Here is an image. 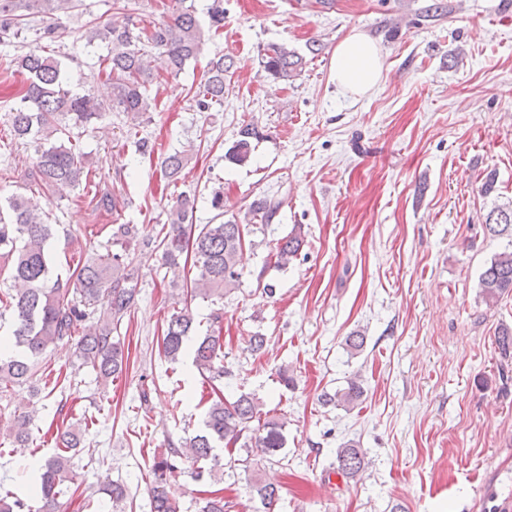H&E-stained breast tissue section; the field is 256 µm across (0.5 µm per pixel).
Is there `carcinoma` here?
Masks as SVG:
<instances>
[{"label":"carcinoma","instance_id":"carcinoma-1","mask_svg":"<svg viewBox=\"0 0 512 512\" xmlns=\"http://www.w3.org/2000/svg\"><path fill=\"white\" fill-rule=\"evenodd\" d=\"M74 8V0H0V45L19 38L22 30L38 17L48 20L39 38L51 42L57 38V15ZM210 28L224 26V0H212L208 8ZM109 47L101 58L98 75L112 85V97L100 100L93 91L78 92L69 83L67 72L56 55L37 47L14 59L16 71L26 76L20 104L9 112L11 132L33 149L32 177L43 193L64 189L92 187L86 155L72 144L74 130L85 129L102 118L103 113L124 112L131 125L153 111L148 86L164 70L180 73L187 62L205 50L206 31L196 16L195 0H177L172 15L147 21L125 13L118 6L112 20L90 28L86 44ZM259 64L268 76L287 81L303 68V57L285 44L270 43L258 51ZM232 66L220 56L210 61L208 76L196 92L200 112L224 103V76ZM260 132L252 123L239 129L237 138L225 157L234 164H247L252 155V140ZM186 158L174 153L162 160V173L170 184L182 176ZM194 201L186 195L176 199L167 215L168 230L160 240L165 267L172 273V283L181 277L180 258L192 255L196 269L193 286L186 290L182 307L166 320L162 351L166 359L176 362L192 356V365L211 389L224 384L223 315L212 314L210 330L190 341L194 329L191 302L197 298L223 296L240 284V253L245 246L246 226L251 232L264 230L272 223L278 205L265 197L252 201L248 225L235 219L219 224H193ZM38 199L13 194L0 204V260L10 268L11 277L23 287L0 296V319L10 313L11 323L0 344L7 343L11 354L0 353V383L11 386L29 382L39 371L48 349L71 351L78 367H87L96 378L109 382L127 366V358L118 336L123 319L139 300L138 276L132 253L140 245L134 224L112 225L110 244L105 252L80 262L66 281L52 279V261L48 252L54 237L53 225L46 223ZM486 227L496 235L512 236V204L497 206L487 215ZM301 226L293 227L274 246L276 264L287 265L303 246ZM479 288L485 302L492 305L512 293V251L494 255L480 274ZM11 386H0V399L10 397ZM364 394L362 379L355 374L346 386L334 393L321 395L323 404L353 408ZM264 402L254 393L242 392L233 400L216 397L207 408L203 428L182 447L171 446L154 456L151 466L152 490L150 512H181L180 496L175 486L184 474L183 461H213L220 466L218 445L239 446L246 452L243 459L229 458L228 468L238 464L259 466L251 458L256 453L273 457L285 447L286 423L263 412ZM83 429L73 424L56 429L55 456L42 468L36 481L41 506L32 508L25 500L7 491L0 493V512H56L59 498L66 495L65 483L72 480V453L80 445ZM366 470V452L350 443L336 451V474L358 482ZM250 493L259 500L263 512H273L281 495L279 488L256 480ZM200 512H227L228 502L220 490H206Z\"/></svg>","mask_w":512,"mask_h":512}]
</instances>
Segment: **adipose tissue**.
I'll return each instance as SVG.
<instances>
[{
  "label": "adipose tissue",
  "instance_id": "1",
  "mask_svg": "<svg viewBox=\"0 0 512 512\" xmlns=\"http://www.w3.org/2000/svg\"><path fill=\"white\" fill-rule=\"evenodd\" d=\"M383 72L381 50L365 33L350 34L334 52L332 79L353 96L363 97L370 93L381 81Z\"/></svg>",
  "mask_w": 512,
  "mask_h": 512
}]
</instances>
